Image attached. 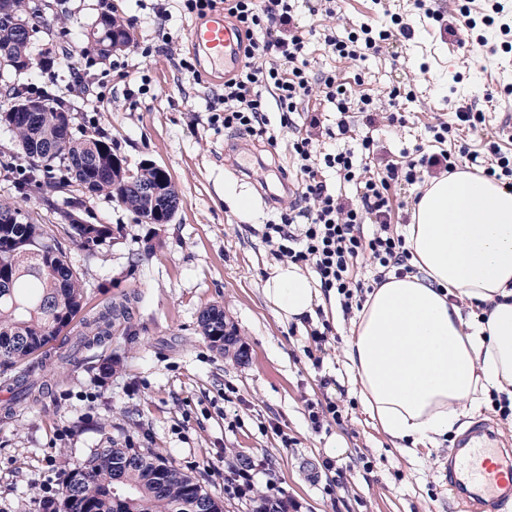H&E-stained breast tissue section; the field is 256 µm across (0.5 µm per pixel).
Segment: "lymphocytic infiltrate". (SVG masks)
I'll return each mask as SVG.
<instances>
[{
	"instance_id": "f902f5d3",
	"label": "lymphocytic infiltrate",
	"mask_w": 512,
	"mask_h": 512,
	"mask_svg": "<svg viewBox=\"0 0 512 512\" xmlns=\"http://www.w3.org/2000/svg\"><path fill=\"white\" fill-rule=\"evenodd\" d=\"M186 10L197 18L223 11L234 31L241 54V65L224 78V109L220 117L225 128L266 139L277 145L280 133H287L288 149L296 166L294 199L282 210L276 222L267 224L264 241L275 255L296 264L310 266L324 291L335 292L344 311L361 306L364 285L353 275L357 259H367L374 270V283H383L387 274L410 273V251L406 238L392 226V187L412 185L421 172L431 174L455 171L459 159L482 167L486 176L512 178V152H503L490 142L486 152L455 142L452 150L444 144L457 128L477 127L483 113L458 109L454 123H439L430 131L440 151L386 163L380 171H370L366 162L350 151H321L322 134L318 112L303 110L312 96L333 103L340 116L338 134H347L346 116L351 97L342 90L335 73L320 79L309 74V41L294 18L293 0H184ZM407 37L411 29L401 16L391 18L390 26L360 24L341 38L327 33L324 43L340 59L364 60L382 51L393 34ZM276 108L280 129L269 128L267 112ZM355 188L354 196L331 189L326 172Z\"/></svg>"
}]
</instances>
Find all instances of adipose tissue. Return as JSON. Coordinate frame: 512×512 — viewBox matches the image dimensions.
I'll return each instance as SVG.
<instances>
[{"label": "adipose tissue", "instance_id": "adipose-tissue-1", "mask_svg": "<svg viewBox=\"0 0 512 512\" xmlns=\"http://www.w3.org/2000/svg\"><path fill=\"white\" fill-rule=\"evenodd\" d=\"M405 237L413 273L367 292L344 356L375 425L431 450L493 398L512 401V190L466 169L432 177ZM262 293L287 322L320 301L290 262Z\"/></svg>", "mask_w": 512, "mask_h": 512}]
</instances>
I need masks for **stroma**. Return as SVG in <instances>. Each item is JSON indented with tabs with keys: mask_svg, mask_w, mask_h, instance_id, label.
<instances>
[{
	"mask_svg": "<svg viewBox=\"0 0 512 512\" xmlns=\"http://www.w3.org/2000/svg\"><path fill=\"white\" fill-rule=\"evenodd\" d=\"M37 2L51 25L34 34L36 50L63 53L85 44V31L108 4L130 23L133 41L84 65L102 95L96 111H87L84 87L62 64L52 76L1 74L0 91L20 81L65 97L74 129L97 127L129 167L150 161L165 169L179 206L172 223L140 224L117 198L86 196L97 223L114 231L94 255L70 248L86 282V306L99 308L124 293L132 318L63 368L57 362L70 338L60 336L42 357L37 401L14 403L0 390V512H37L45 492L62 493L70 471L112 446L173 462L223 500L226 512L252 510L224 489L225 477L242 467L254 471L255 495H266L268 482H275L301 503V512H471L472 503L448 488V457L460 431H450L436 450L404 454L361 405L344 358L348 320L326 310L286 324L268 308L263 280L278 258L263 241L262 226L290 201L280 184L294 182L292 160L285 147L212 123L210 109L224 89L182 68L193 19L179 0H159L167 11L162 22L140 0H67L62 20L57 0ZM410 3L341 0L338 16L330 18L297 0L295 19L311 34L313 76L336 72L353 96L348 121L355 137L327 138L323 147L357 152L366 136L374 150L369 166L397 161L415 146L430 147L429 126L453 121L462 107L485 115L482 125L460 133L472 149L492 141L512 149V95L503 92L512 86V52L499 51L498 26L469 29L459 0H426L428 11L453 22L454 34L443 35L426 13L410 14ZM394 13L404 15L413 36L393 37L387 51L358 64L336 59L324 44V29L344 36L363 23L387 25ZM162 28L171 43L159 37ZM145 48L152 54L144 59ZM142 62L150 90L133 95V73ZM394 89L405 125L382 117L367 123L360 97ZM233 194L251 197L249 219L233 211ZM213 304L223 305L238 328L248 361L219 356L200 334L199 316ZM331 318L335 336L313 366L310 332ZM106 363L114 369L104 377ZM328 398L343 405L346 419L313 431L307 404ZM332 446L336 455H327ZM328 459L333 469L325 468Z\"/></svg>",
	"mask_w": 512,
	"mask_h": 512,
	"instance_id": "1",
	"label": "stroma"
}]
</instances>
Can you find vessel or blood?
<instances>
[{
  "instance_id": "1",
  "label": "vessel or blood",
  "mask_w": 512,
  "mask_h": 512,
  "mask_svg": "<svg viewBox=\"0 0 512 512\" xmlns=\"http://www.w3.org/2000/svg\"><path fill=\"white\" fill-rule=\"evenodd\" d=\"M187 39L198 59L207 63L216 81H223L240 65L236 38L223 12L194 22ZM449 478L455 495L488 507L512 497V454L501 451L494 434L487 429L473 431L455 453Z\"/></svg>"
}]
</instances>
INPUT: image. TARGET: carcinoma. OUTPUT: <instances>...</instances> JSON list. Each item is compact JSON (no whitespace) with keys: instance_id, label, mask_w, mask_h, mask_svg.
Masks as SVG:
<instances>
[{"instance_id":"carcinoma-1","label":"carcinoma","mask_w":512,"mask_h":512,"mask_svg":"<svg viewBox=\"0 0 512 512\" xmlns=\"http://www.w3.org/2000/svg\"><path fill=\"white\" fill-rule=\"evenodd\" d=\"M30 11V30L22 33L13 16L0 12V52L27 71L35 61L51 66L49 52L33 55L32 37L45 24L44 15L27 0H16ZM128 25L112 13H103L88 41L89 50L102 56L101 46L112 42V28ZM26 84L10 87L0 99V124L14 133L24 165L12 180L16 196L36 195L52 215L41 223L22 211L15 199H0V374L16 400H27L33 388L27 382V364L56 340L74 320L81 333L74 347L82 348L109 335L114 320L128 316L125 301H115L91 313L85 311V283L67 255L62 239L92 255L112 238V227L95 223L81 201L68 196L78 186L89 195L116 197L140 224L157 219L141 203L134 189L112 182V142L91 127L76 135L65 100L53 99L56 112H12L18 100L41 96ZM139 181L162 191L161 209L178 200L166 170L139 167ZM201 335L219 355L224 348V308L212 305L199 319ZM43 512H224V502L199 481L151 451L105 448L79 471L69 475L62 499L45 500Z\"/></svg>"}]
</instances>
